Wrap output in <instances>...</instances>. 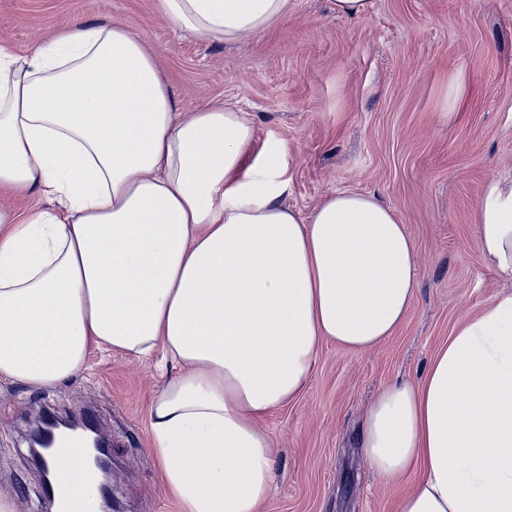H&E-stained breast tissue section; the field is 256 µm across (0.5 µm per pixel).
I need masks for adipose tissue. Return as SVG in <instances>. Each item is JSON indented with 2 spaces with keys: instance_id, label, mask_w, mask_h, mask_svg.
I'll list each match as a JSON object with an SVG mask.
<instances>
[{
  "instance_id": "ef3b65f1",
  "label": "adipose tissue",
  "mask_w": 512,
  "mask_h": 512,
  "mask_svg": "<svg viewBox=\"0 0 512 512\" xmlns=\"http://www.w3.org/2000/svg\"><path fill=\"white\" fill-rule=\"evenodd\" d=\"M199 37L263 31L294 0H159ZM253 138L217 104L183 116L145 40L76 23L32 55L0 45V377L52 388L92 348L177 372L152 399L151 451L185 512H258L273 486L261 420L305 388L322 344L373 348L405 321L417 256L378 198L281 203L282 152L237 178ZM475 242L512 275V180L492 179ZM361 446L399 512H512V296L455 327L420 383L385 386ZM3 198L20 214H26L30 209L34 208L51 210L56 205L54 201H49L33 191L15 192L4 195Z\"/></svg>"
}]
</instances>
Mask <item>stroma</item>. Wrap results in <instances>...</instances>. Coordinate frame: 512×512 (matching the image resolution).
<instances>
[{
  "mask_svg": "<svg viewBox=\"0 0 512 512\" xmlns=\"http://www.w3.org/2000/svg\"><path fill=\"white\" fill-rule=\"evenodd\" d=\"M79 19L144 38L183 114L222 101L248 112L243 172L285 145L284 205L307 214L353 190L405 224L418 260L405 322L368 350L325 343L304 391L262 422L276 488L260 512H397V490L360 447L369 406L388 384L420 382L464 317L512 294L474 237L483 185L512 176V0H373L353 19L332 0H296L232 43L182 31L157 0H0V45L28 56ZM164 383L153 364L103 347L52 389L0 379V497L13 512H52L29 435L45 411L89 408L111 444L117 512H183L151 453L148 408Z\"/></svg>",
  "mask_w": 512,
  "mask_h": 512,
  "instance_id": "obj_1",
  "label": "stroma"
}]
</instances>
